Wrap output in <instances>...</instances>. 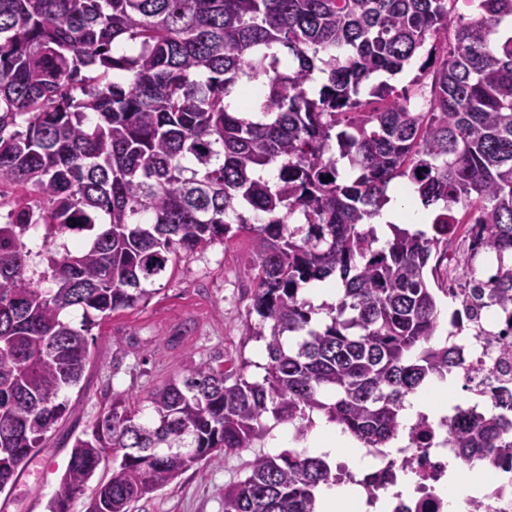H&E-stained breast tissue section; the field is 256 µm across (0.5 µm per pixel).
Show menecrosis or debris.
Wrapping results in <instances>:
<instances>
[{
    "label": "necrosis or debris",
    "instance_id": "1",
    "mask_svg": "<svg viewBox=\"0 0 512 512\" xmlns=\"http://www.w3.org/2000/svg\"><path fill=\"white\" fill-rule=\"evenodd\" d=\"M474 323L487 329L483 336H466L461 340V357L465 365L458 379L465 393L462 408L479 412L494 410L496 394L502 387L512 388V356L505 348V336L512 332V320L495 309L474 307ZM453 419L440 416L417 423L414 438H402L398 448L366 449L371 460L369 471L360 473L337 464L336 481L360 488L363 506L360 512H447L448 505L438 492L448 480V460L458 451L451 443ZM466 467H493L494 477L481 494L464 498V512H512V467L492 463L485 453L473 452L465 459ZM413 481L403 493L389 494L402 476Z\"/></svg>",
    "mask_w": 512,
    "mask_h": 512
}]
</instances>
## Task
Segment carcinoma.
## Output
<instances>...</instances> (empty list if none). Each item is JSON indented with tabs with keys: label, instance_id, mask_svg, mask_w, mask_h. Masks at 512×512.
I'll return each instance as SVG.
<instances>
[{
	"label": "carcinoma",
	"instance_id": "obj_1",
	"mask_svg": "<svg viewBox=\"0 0 512 512\" xmlns=\"http://www.w3.org/2000/svg\"><path fill=\"white\" fill-rule=\"evenodd\" d=\"M456 2L0 0V492L73 410L60 394L81 382L92 328L147 301L143 284L173 259L242 231V333L265 343L262 380L217 356L158 385L147 417L112 396L47 512H69L101 468L87 512H133L278 424L304 437L315 412L383 448L405 397L462 369L454 332L434 341L448 289L429 282L461 235L451 297L512 311V0H475L465 23ZM427 43L429 90L373 82ZM244 79L261 86L258 121L231 106ZM396 179L436 210L427 230L392 224L381 244L370 220ZM39 227L36 261L26 236ZM83 231L87 243L56 249ZM327 280L341 293L315 324L299 292ZM75 308L78 328L64 318ZM460 416L463 455L512 459V419ZM333 482L320 456L260 455L224 487V512H318Z\"/></svg>",
	"mask_w": 512,
	"mask_h": 512
}]
</instances>
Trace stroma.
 <instances>
[{
  "label": "stroma",
  "instance_id": "35a3bbf8",
  "mask_svg": "<svg viewBox=\"0 0 512 512\" xmlns=\"http://www.w3.org/2000/svg\"><path fill=\"white\" fill-rule=\"evenodd\" d=\"M250 245L243 232L168 265L145 304L117 312L93 328L91 362L80 388L67 393L75 408L49 430L40 453L20 466L11 492L0 494V512H46L75 437L103 412L113 394L145 397L168 378L218 355L230 367L247 359L245 376L262 379L265 344L241 334L252 289L244 273ZM177 330L184 335L182 342L168 345ZM268 451L262 440L236 453H214L155 497L140 500L135 512H224V486L243 480L254 458Z\"/></svg>",
  "mask_w": 512,
  "mask_h": 512
}]
</instances>
